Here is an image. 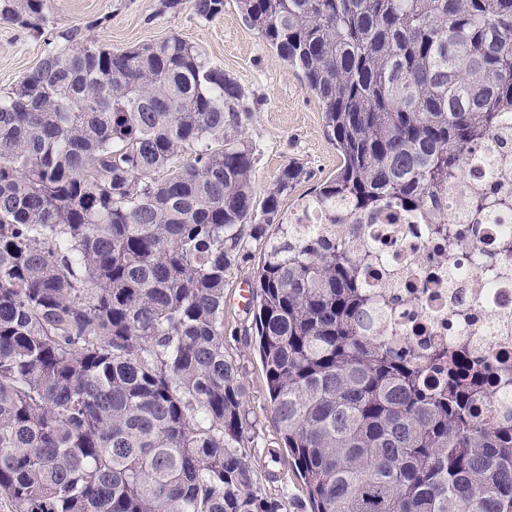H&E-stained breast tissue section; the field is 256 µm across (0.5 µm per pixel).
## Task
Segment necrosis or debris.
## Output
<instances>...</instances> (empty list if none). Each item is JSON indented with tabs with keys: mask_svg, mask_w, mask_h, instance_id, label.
Instances as JSON below:
<instances>
[{
	"mask_svg": "<svg viewBox=\"0 0 512 512\" xmlns=\"http://www.w3.org/2000/svg\"><path fill=\"white\" fill-rule=\"evenodd\" d=\"M512 138L504 117L496 136L465 155L471 192L512 194V166L502 165L498 145ZM466 224L468 198L448 190V207L421 216L397 208L366 220L365 238L378 256L363 280L376 291H392L394 305L381 308L398 343L444 346L467 340L471 354L512 371V210L493 213L476 239L460 247L424 232L447 220Z\"/></svg>",
	"mask_w": 512,
	"mask_h": 512,
	"instance_id": "obj_1",
	"label": "necrosis or debris"
}]
</instances>
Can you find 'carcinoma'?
Wrapping results in <instances>:
<instances>
[{
    "mask_svg": "<svg viewBox=\"0 0 512 512\" xmlns=\"http://www.w3.org/2000/svg\"><path fill=\"white\" fill-rule=\"evenodd\" d=\"M189 3L204 20L224 0ZM300 72L340 156L252 224L244 89L173 35L110 52L78 28L0 99V503L9 512H281L253 490L224 286L262 244L256 346L311 512H512V411L484 361L393 345L360 223L448 208L512 114V0H237ZM45 0H0L39 31ZM512 197L474 199L465 230ZM319 228L310 231L306 221ZM276 231L269 232V226ZM427 232L455 243L454 224Z\"/></svg>",
    "mask_w": 512,
    "mask_h": 512,
    "instance_id": "cac0c4a2",
    "label": "carcinoma"
}]
</instances>
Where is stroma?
Segmentation results:
<instances>
[{
	"instance_id": "35a3bbf8",
	"label": "stroma",
	"mask_w": 512,
	"mask_h": 512,
	"mask_svg": "<svg viewBox=\"0 0 512 512\" xmlns=\"http://www.w3.org/2000/svg\"><path fill=\"white\" fill-rule=\"evenodd\" d=\"M78 26L86 38L111 51H123L180 36L224 69L247 92L253 109L244 135L258 150L254 190L264 197L284 166L297 164L306 176L282 200L284 212L336 173L339 155L326 132L318 100L300 75L289 69L256 30L243 21L237 0H224V10L210 20L189 7L173 12L161 0H47L40 33L0 21V96L36 69L54 47L59 32ZM261 256L247 241L243 257L224 288V352L237 367L245 396V434L251 443L247 460L255 489L278 497L283 512H310L305 488L288 461H271L268 449L282 447L266 389L265 371L254 347L252 310L240 307L245 287Z\"/></svg>"
}]
</instances>
